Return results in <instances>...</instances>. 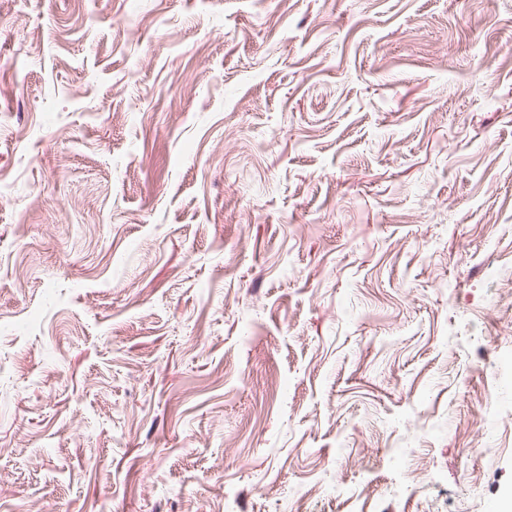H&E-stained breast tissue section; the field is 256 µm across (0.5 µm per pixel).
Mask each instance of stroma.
I'll list each match as a JSON object with an SVG mask.
<instances>
[{
  "label": "stroma",
  "mask_w": 512,
  "mask_h": 512,
  "mask_svg": "<svg viewBox=\"0 0 512 512\" xmlns=\"http://www.w3.org/2000/svg\"><path fill=\"white\" fill-rule=\"evenodd\" d=\"M505 288L512 0H0V512L512 505Z\"/></svg>",
  "instance_id": "1"
}]
</instances>
